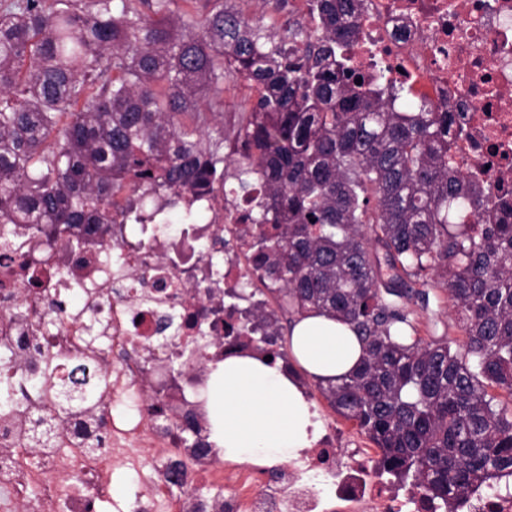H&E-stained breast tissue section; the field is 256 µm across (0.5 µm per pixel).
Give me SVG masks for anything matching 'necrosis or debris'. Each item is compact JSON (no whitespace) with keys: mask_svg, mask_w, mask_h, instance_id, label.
Masks as SVG:
<instances>
[{"mask_svg":"<svg viewBox=\"0 0 512 512\" xmlns=\"http://www.w3.org/2000/svg\"><path fill=\"white\" fill-rule=\"evenodd\" d=\"M351 52L362 74L385 73L415 98L447 105L461 128L448 152L453 168L512 203V0H364ZM191 207L198 222L177 228L153 204L148 224H14L9 240L0 239V349L14 353L42 335L56 379L107 368L99 416L109 437L105 453H88L73 416L52 447L35 452L19 424L1 420L0 512H95L134 447L159 463L139 492L153 512H185L168 473L174 462L190 489L228 488L211 512H512V474L443 503L403 486L379 468L376 449L353 447L332 421L299 461L278 464L280 490L260 483L258 468L225 466L197 400L186 403L198 418L192 438L179 420L163 419L158 406L207 381L211 364L258 346L244 314L260 305L250 287L261 271L233 197L205 194ZM66 240L81 249L66 250ZM72 284L83 288V304L52 311L51 300ZM166 312L177 328L164 339L157 322ZM93 326L104 345L89 343ZM0 380L13 387L24 420L50 414L28 378L5 365Z\"/></svg>","mask_w":512,"mask_h":512,"instance_id":"1","label":"necrosis or debris"}]
</instances>
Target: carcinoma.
Wrapping results in <instances>:
<instances>
[{
  "instance_id": "obj_1",
  "label": "carcinoma",
  "mask_w": 512,
  "mask_h": 512,
  "mask_svg": "<svg viewBox=\"0 0 512 512\" xmlns=\"http://www.w3.org/2000/svg\"><path fill=\"white\" fill-rule=\"evenodd\" d=\"M0 0V225L110 224L147 192L261 190L248 247L278 308L351 325L357 371L318 381L381 450V467L441 499L512 471V212L448 163L452 113L405 86L358 81L350 42L362 0H311L279 28L224 0ZM258 91L224 134V83ZM235 184L226 187L227 179ZM432 272L465 339L408 336ZM40 347L3 354L27 373ZM99 376L61 383L45 448Z\"/></svg>"
}]
</instances>
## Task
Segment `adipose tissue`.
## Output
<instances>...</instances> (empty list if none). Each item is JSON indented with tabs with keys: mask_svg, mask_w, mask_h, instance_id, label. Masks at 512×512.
Listing matches in <instances>:
<instances>
[{
	"mask_svg": "<svg viewBox=\"0 0 512 512\" xmlns=\"http://www.w3.org/2000/svg\"><path fill=\"white\" fill-rule=\"evenodd\" d=\"M290 354L311 377L336 378L358 367L363 349L349 324L311 312L293 324ZM204 395L212 439L226 459L285 462L320 434L317 413L281 362L225 358L212 368Z\"/></svg>",
	"mask_w": 512,
	"mask_h": 512,
	"instance_id": "adipose-tissue-1",
	"label": "adipose tissue"
}]
</instances>
